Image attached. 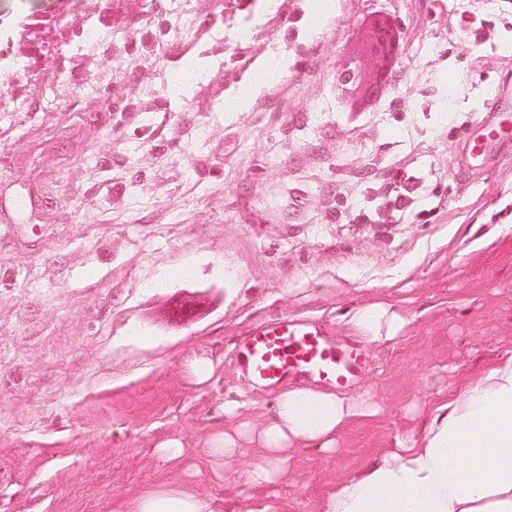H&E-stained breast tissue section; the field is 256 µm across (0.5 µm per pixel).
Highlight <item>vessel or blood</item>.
Returning a JSON list of instances; mask_svg holds the SVG:
<instances>
[{
    "label": "vessel or blood",
    "mask_w": 512,
    "mask_h": 512,
    "mask_svg": "<svg viewBox=\"0 0 512 512\" xmlns=\"http://www.w3.org/2000/svg\"><path fill=\"white\" fill-rule=\"evenodd\" d=\"M490 120L469 139V166L484 165L493 146L512 138V115L491 104ZM255 384L274 387L295 373L317 377L328 384H343L354 375L357 353L334 345L311 321L291 317L256 325L236 354Z\"/></svg>",
    "instance_id": "obj_1"
}]
</instances>
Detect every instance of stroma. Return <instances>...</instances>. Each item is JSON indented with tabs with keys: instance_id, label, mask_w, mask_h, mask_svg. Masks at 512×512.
Instances as JSON below:
<instances>
[{
	"instance_id": "stroma-1",
	"label": "stroma",
	"mask_w": 512,
	"mask_h": 512,
	"mask_svg": "<svg viewBox=\"0 0 512 512\" xmlns=\"http://www.w3.org/2000/svg\"><path fill=\"white\" fill-rule=\"evenodd\" d=\"M278 5L237 49L214 36L227 0L186 19L164 0H0V54L31 62L0 68V512H128L159 485L237 496L245 460L214 476L205 442L225 398L260 417L277 394L235 358L263 321L310 317L351 347V309L408 319L344 390L379 414L298 451L266 489L282 512H314L512 349V142L463 160L478 106L512 111V0H332L315 26L313 0ZM377 10L406 50L366 112L336 84L352 58L372 70L358 33ZM91 26L111 44L81 48ZM272 42L293 65L261 86ZM19 91L29 111H11ZM178 298L197 316L171 319Z\"/></svg>"
}]
</instances>
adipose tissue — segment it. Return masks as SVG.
Instances as JSON below:
<instances>
[{
  "label": "adipose tissue",
  "instance_id": "obj_1",
  "mask_svg": "<svg viewBox=\"0 0 512 512\" xmlns=\"http://www.w3.org/2000/svg\"><path fill=\"white\" fill-rule=\"evenodd\" d=\"M407 323L388 302L356 308L347 321L351 335L366 343L393 339ZM378 412L365 398L312 386L282 391L261 422L248 403L226 401L224 424L207 442L213 464L260 451L240 474L238 498L163 485L136 495L130 512H279L278 502L257 496V489L277 484L297 449L331 451L350 424ZM423 416L420 428L379 449L355 476L336 481L317 512H512V350L463 377L454 391L438 392Z\"/></svg>",
  "mask_w": 512,
  "mask_h": 512
}]
</instances>
